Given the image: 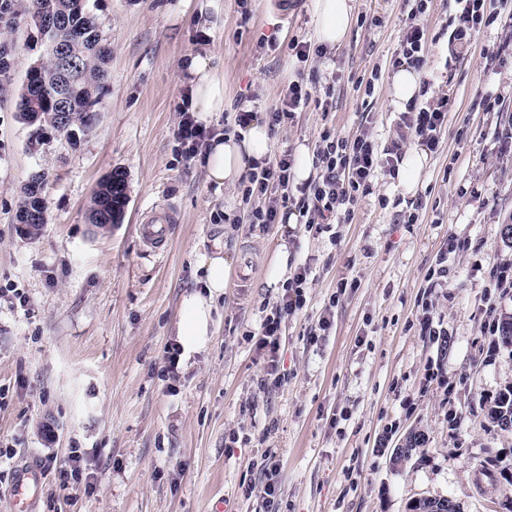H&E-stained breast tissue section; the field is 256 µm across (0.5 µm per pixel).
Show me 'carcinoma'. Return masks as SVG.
I'll return each instance as SVG.
<instances>
[{"mask_svg": "<svg viewBox=\"0 0 512 512\" xmlns=\"http://www.w3.org/2000/svg\"><path fill=\"white\" fill-rule=\"evenodd\" d=\"M91 0H0V95L12 93V70L17 53L14 34L25 28L37 33L42 52L28 68L27 83L16 100L18 119L31 128L30 145L53 137L76 141L91 129L95 107L102 103L111 57ZM43 171L32 173L21 188L15 223H28L22 235L35 237L46 223L47 204ZM127 204L126 180L115 171L102 179L91 198L88 221L112 224ZM490 420L512 426V386L494 400Z\"/></svg>", "mask_w": 512, "mask_h": 512, "instance_id": "1", "label": "carcinoma"}]
</instances>
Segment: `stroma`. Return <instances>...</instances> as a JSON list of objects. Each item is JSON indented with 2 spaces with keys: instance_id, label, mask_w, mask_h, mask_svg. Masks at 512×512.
I'll return each instance as SVG.
<instances>
[{
  "instance_id": "35a3bbf8",
  "label": "stroma",
  "mask_w": 512,
  "mask_h": 512,
  "mask_svg": "<svg viewBox=\"0 0 512 512\" xmlns=\"http://www.w3.org/2000/svg\"><path fill=\"white\" fill-rule=\"evenodd\" d=\"M409 11L405 0H355L345 42L301 64L290 44L316 40L311 0H99L112 61L76 144L31 148L13 95L0 96V512H16L8 490L21 458L63 461L75 450L88 483L64 489L48 471L33 512H210L220 499L231 512H266L247 488L263 485L268 453L280 464V512H409L424 497L512 512V428L488 417L512 386V350L488 329L512 315V290L494 286L496 267L512 265L501 233L512 224V20L499 14L452 64V0H429L413 19L426 30L422 76L450 100L448 126L414 195L379 172L350 223L319 233L301 221L247 224L241 190L218 197L175 139L189 87L181 60L206 49L230 116L248 105L265 118L290 83L307 81V103L271 133L273 153L314 151L323 131L365 126L389 146L399 118L392 61ZM481 94L498 98L494 110L474 109ZM39 170L47 221L28 238L16 205ZM114 171L128 204L121 223L100 230L86 212ZM157 208L175 215L160 255L138 233ZM412 212L418 223H405ZM283 236L308 288L283 330L285 376L267 387L256 334L282 294L265 272ZM217 242L231 275L215 334L176 377L162 376L197 261ZM443 252L448 275L428 287ZM425 300L442 337L424 328ZM418 432L424 444L393 466L394 449Z\"/></svg>"
}]
</instances>
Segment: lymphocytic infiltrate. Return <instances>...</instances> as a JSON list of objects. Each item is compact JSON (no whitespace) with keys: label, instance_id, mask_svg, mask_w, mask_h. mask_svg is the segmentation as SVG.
<instances>
[{"label":"lymphocytic infiltrate","instance_id":"obj_1","mask_svg":"<svg viewBox=\"0 0 512 512\" xmlns=\"http://www.w3.org/2000/svg\"><path fill=\"white\" fill-rule=\"evenodd\" d=\"M455 24L449 40L460 48H467L473 33L493 23L494 13L488 12L487 0H453ZM448 121V101L437 104L427 102L411 104L398 124V138L417 140L427 149H436L439 135ZM401 154L398 148L379 149L368 132L351 137H341L323 132L314 166L319 169L317 179L293 191L290 186L292 158L283 153L266 166L245 175L242 199L250 203L248 220L253 224L274 223L279 207L296 205L306 218L307 228H315L317 219L337 224L347 223L352 215L351 206L368 194L373 178L380 170L395 171ZM263 199V206H256V199ZM307 269L294 268L279 300L264 316L260 325L261 347L270 354H277L283 326L289 316L302 309L306 303Z\"/></svg>","mask_w":512,"mask_h":512}]
</instances>
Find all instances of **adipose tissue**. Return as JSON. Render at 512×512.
I'll return each mask as SVG.
<instances>
[{"label":"adipose tissue","instance_id":"obj_1","mask_svg":"<svg viewBox=\"0 0 512 512\" xmlns=\"http://www.w3.org/2000/svg\"><path fill=\"white\" fill-rule=\"evenodd\" d=\"M319 43L328 47L342 44L354 22V0H312ZM182 67L191 88L189 110L202 126L212 125L224 110V79L205 53L186 55ZM272 141L266 122L253 119L245 128L210 140L198 163L208 181L219 190L234 188L254 164L264 163ZM200 289L182 300L176 328L182 358L205 350L214 334L212 312L224 294L231 266L221 252L202 255L197 265Z\"/></svg>","mask_w":512,"mask_h":512}]
</instances>
